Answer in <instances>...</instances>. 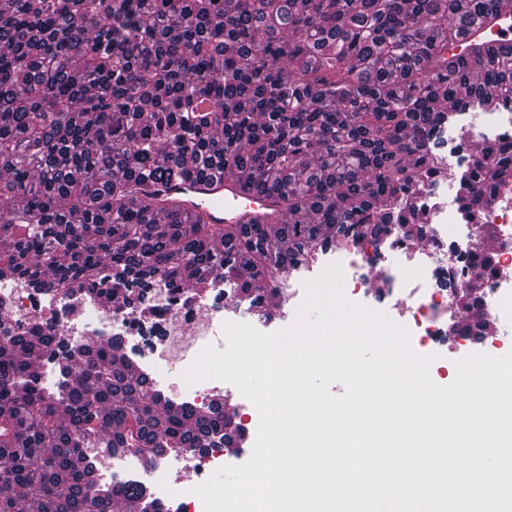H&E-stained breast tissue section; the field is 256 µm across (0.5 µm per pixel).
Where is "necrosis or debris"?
Instances as JSON below:
<instances>
[{
	"label": "necrosis or debris",
	"mask_w": 512,
	"mask_h": 512,
	"mask_svg": "<svg viewBox=\"0 0 512 512\" xmlns=\"http://www.w3.org/2000/svg\"><path fill=\"white\" fill-rule=\"evenodd\" d=\"M460 126L469 128L474 137L488 144L510 143L512 106L488 113L478 123L466 111L440 125L445 145L439 164L448 171L460 166L455 136ZM424 203L429 209L431 250L420 253L409 244H394L397 258L387 264L384 275L395 309L403 320L414 322L416 335L430 341L426 355L432 358L438 354L434 343L442 335L448 312L454 306L453 297L439 288V280L451 279L462 287L482 280L487 298L503 315L512 314V198L480 210L473 223L464 228L460 227L454 211L445 209L436 196H427ZM486 224L495 228L498 240L494 268L490 271L480 266L474 243L480 226ZM0 305L8 311L10 325L16 333L44 322L43 310L47 307L55 314L54 325L60 326L69 338L83 337L88 331L87 324L69 320L64 300L54 297L42 302L39 295L18 282L0 287ZM157 307L165 336L141 356L155 385L163 381L165 369L188 371L207 348L211 333L224 327V303L220 300L188 310L164 292L157 298ZM223 462V449H211L208 455L185 459L180 474L171 480L157 467L140 470L133 453L121 450L113 455L104 476L118 488L142 487L168 506L170 512H200L202 501L191 490L209 479Z\"/></svg>",
	"instance_id": "necrosis-or-debris-1"
}]
</instances>
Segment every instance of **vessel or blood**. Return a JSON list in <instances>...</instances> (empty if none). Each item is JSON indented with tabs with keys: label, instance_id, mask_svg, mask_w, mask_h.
<instances>
[{
	"label": "vessel or blood",
	"instance_id": "1",
	"mask_svg": "<svg viewBox=\"0 0 512 512\" xmlns=\"http://www.w3.org/2000/svg\"><path fill=\"white\" fill-rule=\"evenodd\" d=\"M167 190L184 211L203 215L213 224L244 221L274 202L270 196H245L235 181L218 177L174 181Z\"/></svg>",
	"mask_w": 512,
	"mask_h": 512
}]
</instances>
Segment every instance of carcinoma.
I'll return each mask as SVG.
<instances>
[{"label": "carcinoma", "mask_w": 512, "mask_h": 512, "mask_svg": "<svg viewBox=\"0 0 512 512\" xmlns=\"http://www.w3.org/2000/svg\"><path fill=\"white\" fill-rule=\"evenodd\" d=\"M512 18V0H0V283L111 302L159 329L148 295L192 306L234 283L259 316L277 270L391 227L411 245L422 199L448 179L437 125L512 104V45L450 60L448 38ZM212 174L276 197L246 224H210L144 190ZM474 212L512 193V145L455 178ZM51 364L61 392L41 384ZM206 409L150 388L119 338L52 324L0 338V512H113L87 450L152 466L166 449L237 448Z\"/></svg>", "instance_id": "obj_1"}]
</instances>
